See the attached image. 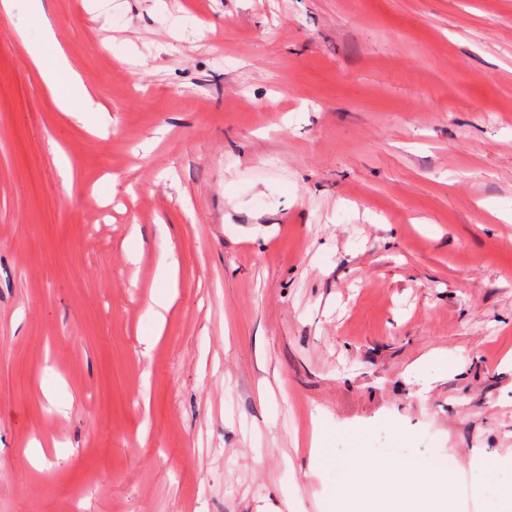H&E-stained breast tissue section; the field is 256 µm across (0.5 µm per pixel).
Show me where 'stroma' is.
<instances>
[{"mask_svg":"<svg viewBox=\"0 0 512 512\" xmlns=\"http://www.w3.org/2000/svg\"><path fill=\"white\" fill-rule=\"evenodd\" d=\"M110 2L0 10V512H332L436 456L512 512V0ZM26 47L31 65L43 78L59 108L74 122L84 125L93 100L60 48L57 55L48 57L38 46ZM174 295L172 289L165 288L160 292L151 295V303L148 305V313L153 319V324L156 332L151 336L143 339L142 343L145 345V352L150 351L153 347L155 338L153 336H160L165 323V315L163 312H168L173 304Z\"/></svg>","mask_w":512,"mask_h":512,"instance_id":"obj_1","label":"stroma"}]
</instances>
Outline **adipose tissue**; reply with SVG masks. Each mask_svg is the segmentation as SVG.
<instances>
[{
	"mask_svg": "<svg viewBox=\"0 0 512 512\" xmlns=\"http://www.w3.org/2000/svg\"><path fill=\"white\" fill-rule=\"evenodd\" d=\"M27 52L59 108L74 122L85 123L93 100L65 55L50 57L35 45ZM457 498L452 473L372 460L355 466L333 492L336 512H452Z\"/></svg>",
	"mask_w": 512,
	"mask_h": 512,
	"instance_id": "1",
	"label": "adipose tissue"
}]
</instances>
